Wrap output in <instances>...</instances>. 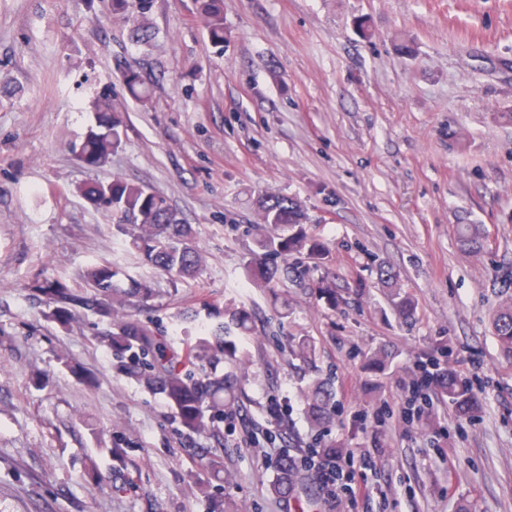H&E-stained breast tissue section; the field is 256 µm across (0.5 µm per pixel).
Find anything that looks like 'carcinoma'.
Wrapping results in <instances>:
<instances>
[{"instance_id": "1", "label": "carcinoma", "mask_w": 512, "mask_h": 512, "mask_svg": "<svg viewBox=\"0 0 512 512\" xmlns=\"http://www.w3.org/2000/svg\"><path fill=\"white\" fill-rule=\"evenodd\" d=\"M152 0H111V13L130 25L134 41L139 45H153L156 32L147 14ZM196 11L203 20L213 45L224 44L223 0H196ZM124 85L129 95L144 101L149 95L141 73L129 65L123 71ZM96 128L91 130L80 148L82 160L90 165L105 163L122 143V121L116 113L112 91L102 92L94 104ZM83 196L93 200L102 210L112 214L115 231L132 238L133 245L153 267L179 279L198 277L204 266L203 257L190 244V228L182 223L176 211L159 193L146 185L129 183L119 177L110 181H95L82 188ZM259 253L248 263L250 280L259 288H267L273 281L291 273L266 262L269 255H288L306 250L313 253L318 244L303 229L308 222L302 202L286 194H264L257 200ZM461 249L479 254L484 249V233L477 224L457 226ZM118 272L111 264L91 266L86 281L93 294L79 293L58 281L37 285L38 291L57 305L58 319L70 320L79 309H97L113 318L118 314L115 304L123 305L132 298L146 302L154 295V288L146 280L132 279L126 288L114 283ZM382 287L390 290L391 300L398 314L404 318L413 315L414 302L401 295L397 275L389 268L379 271ZM226 320L199 327L197 336L189 337L186 349L179 353L169 347L167 337L154 333L130 318L113 322L108 342L118 363V369L136 379L145 388L165 397L175 409L181 425L189 431L210 428L221 433L224 416L232 414L236 397L227 386L224 376L215 372L224 356L233 352L229 337L232 331L246 334L251 330V316L242 308L224 310ZM493 334L504 357L512 359V297L502 301L492 317ZM394 353L383 347L374 351L368 363L385 369L392 363ZM435 384L456 407L459 414L468 416L475 410V396L461 386L455 375L444 372ZM306 414L312 428L327 430L336 411L335 391L330 383L318 380L308 385L305 392ZM296 477L292 458L285 456L278 462V478L273 492L288 496Z\"/></svg>"}]
</instances>
